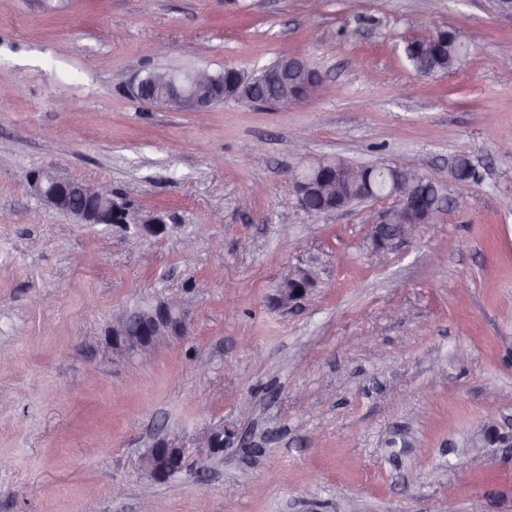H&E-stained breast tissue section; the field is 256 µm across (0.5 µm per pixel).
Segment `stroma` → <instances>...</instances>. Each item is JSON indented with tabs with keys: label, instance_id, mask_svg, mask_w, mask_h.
<instances>
[{
	"label": "stroma",
	"instance_id": "obj_1",
	"mask_svg": "<svg viewBox=\"0 0 512 512\" xmlns=\"http://www.w3.org/2000/svg\"><path fill=\"white\" fill-rule=\"evenodd\" d=\"M419 15L467 45L455 70L406 65ZM283 56L321 75L285 111L171 112L115 79ZM508 57L500 0H0V512H512V456L488 478L472 441L490 407L512 432ZM461 156L475 180L451 176ZM324 157L405 158L442 211L376 248L392 199L300 207L291 177ZM36 169L165 229L76 223L29 190ZM297 269L311 284L281 303ZM171 296L187 336L113 358V311ZM163 440L187 460L154 481L139 461Z\"/></svg>",
	"mask_w": 512,
	"mask_h": 512
}]
</instances>
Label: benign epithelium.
<instances>
[{
    "label": "benign epithelium",
    "instance_id": "7a95c632",
    "mask_svg": "<svg viewBox=\"0 0 512 512\" xmlns=\"http://www.w3.org/2000/svg\"><path fill=\"white\" fill-rule=\"evenodd\" d=\"M280 76H291L288 97L297 103L310 97V90L319 84L318 74L312 72L302 61L294 57H284L280 61ZM120 83L126 85L132 97L153 104H175L188 112H204L224 102L226 97L218 93L214 74L202 68L190 80L184 81L169 74H157L150 70L127 78L118 75ZM392 176V196L396 206L381 214L371 225L372 237L377 247L387 248L396 242H403L412 236L418 225L411 223L414 213L425 211V223H434L440 209H424L420 198L405 181L408 162L394 160L388 165ZM30 191L45 205L72 216L80 224L127 223L128 209L124 199L101 183H88L65 179L46 169L35 170L27 178ZM328 198L331 210L346 207L343 198V179L337 175L327 180ZM310 280L305 277H289L281 295L285 302L303 296ZM186 317L181 309V301L176 298L162 299L139 314L127 308L112 313L104 336L114 357H140L145 359L153 351L154 345L169 337L186 334ZM497 411L489 409L487 423L482 428L484 438H492L494 443H506L512 447V437L505 436L496 425ZM185 465V452L182 448L169 447L162 442L149 449L140 459V468L154 480L166 479L182 470Z\"/></svg>",
    "mask_w": 512,
    "mask_h": 512
}]
</instances>
